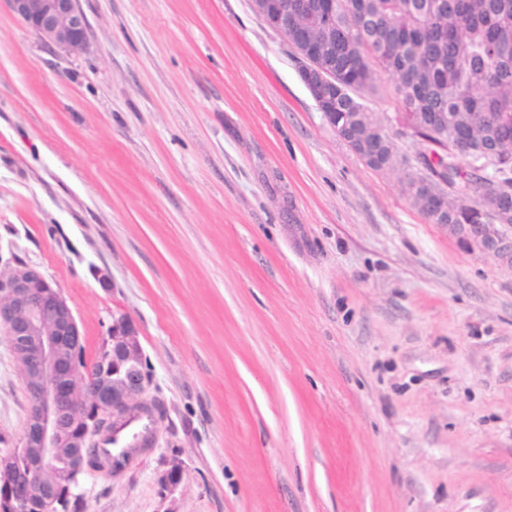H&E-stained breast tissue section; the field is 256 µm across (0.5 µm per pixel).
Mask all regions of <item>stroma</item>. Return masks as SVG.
<instances>
[{"label":"stroma","instance_id":"35a3bbf8","mask_svg":"<svg viewBox=\"0 0 512 512\" xmlns=\"http://www.w3.org/2000/svg\"><path fill=\"white\" fill-rule=\"evenodd\" d=\"M80 6L69 56L0 0V258L62 289L87 358L128 313L164 404L85 512H512V270L352 152L251 0ZM366 105L433 152L388 75ZM27 413L0 334V451Z\"/></svg>","mask_w":512,"mask_h":512}]
</instances>
